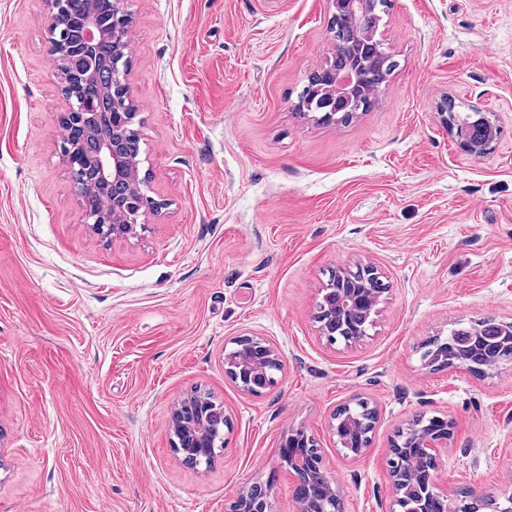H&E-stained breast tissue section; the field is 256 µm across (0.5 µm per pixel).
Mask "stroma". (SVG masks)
<instances>
[{
	"instance_id": "35a3bbf8",
	"label": "stroma",
	"mask_w": 512,
	"mask_h": 512,
	"mask_svg": "<svg viewBox=\"0 0 512 512\" xmlns=\"http://www.w3.org/2000/svg\"><path fill=\"white\" fill-rule=\"evenodd\" d=\"M127 83L146 192L136 237L93 235L60 153L69 101L45 0H0V512H229L249 485L297 512L279 464L316 437L342 512H394L389 448L414 418L452 424L438 483L512 492V367L428 372L456 323L512 322V0H390L399 67L365 110L322 125L296 109L333 53L329 0H128ZM501 134L475 157L439 105ZM387 286L367 337L313 319L331 271ZM260 336L283 369L260 395L224 348ZM209 391L230 419L211 466L172 448L173 404ZM379 420L351 458L336 409Z\"/></svg>"
}]
</instances>
